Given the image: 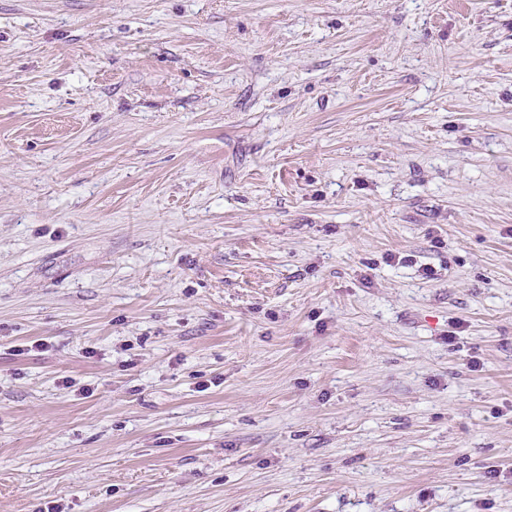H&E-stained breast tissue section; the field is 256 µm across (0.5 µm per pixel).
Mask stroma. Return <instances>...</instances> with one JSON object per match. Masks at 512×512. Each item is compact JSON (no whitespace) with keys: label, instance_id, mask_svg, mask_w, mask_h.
<instances>
[{"label":"stroma","instance_id":"35a3bbf8","mask_svg":"<svg viewBox=\"0 0 512 512\" xmlns=\"http://www.w3.org/2000/svg\"><path fill=\"white\" fill-rule=\"evenodd\" d=\"M512 512V0H0V512Z\"/></svg>","mask_w":512,"mask_h":512}]
</instances>
